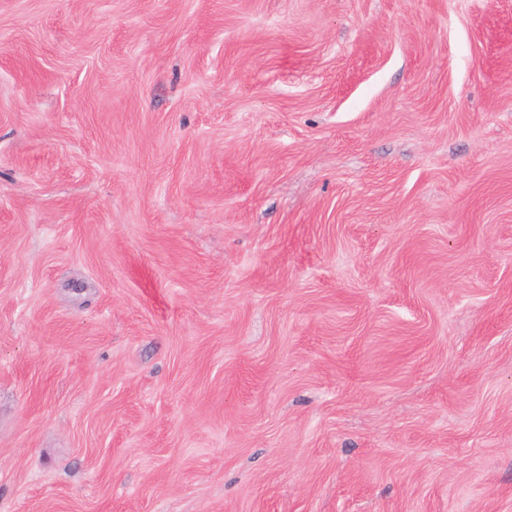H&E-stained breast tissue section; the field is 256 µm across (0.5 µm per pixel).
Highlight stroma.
Returning a JSON list of instances; mask_svg holds the SVG:
<instances>
[{
	"instance_id": "stroma-1",
	"label": "stroma",
	"mask_w": 512,
	"mask_h": 512,
	"mask_svg": "<svg viewBox=\"0 0 512 512\" xmlns=\"http://www.w3.org/2000/svg\"><path fill=\"white\" fill-rule=\"evenodd\" d=\"M0 512H512V0H0Z\"/></svg>"
}]
</instances>
